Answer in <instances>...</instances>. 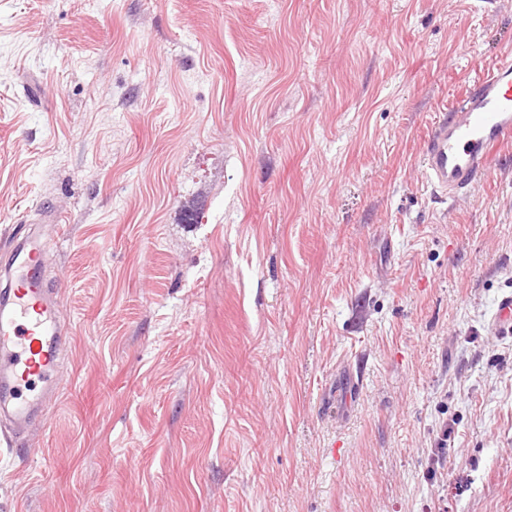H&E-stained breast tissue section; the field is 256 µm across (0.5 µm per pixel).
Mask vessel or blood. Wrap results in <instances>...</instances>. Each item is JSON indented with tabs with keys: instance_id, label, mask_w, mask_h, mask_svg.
Here are the masks:
<instances>
[{
	"instance_id": "vessel-or-blood-1",
	"label": "vessel or blood",
	"mask_w": 512,
	"mask_h": 512,
	"mask_svg": "<svg viewBox=\"0 0 512 512\" xmlns=\"http://www.w3.org/2000/svg\"><path fill=\"white\" fill-rule=\"evenodd\" d=\"M512 142V54L484 69L433 126L421 155L431 189L467 193L490 169L493 152ZM47 242L30 232L10 240L0 256V439L13 446L34 424L56 377L70 327L62 295L47 280Z\"/></svg>"
}]
</instances>
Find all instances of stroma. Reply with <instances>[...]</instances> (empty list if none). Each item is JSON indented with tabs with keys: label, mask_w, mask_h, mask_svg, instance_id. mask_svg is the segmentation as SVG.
<instances>
[{
	"label": "stroma",
	"mask_w": 512,
	"mask_h": 512,
	"mask_svg": "<svg viewBox=\"0 0 512 512\" xmlns=\"http://www.w3.org/2000/svg\"><path fill=\"white\" fill-rule=\"evenodd\" d=\"M512 0H0V243L71 328L0 512H512V144L419 164Z\"/></svg>",
	"instance_id": "1"
}]
</instances>
